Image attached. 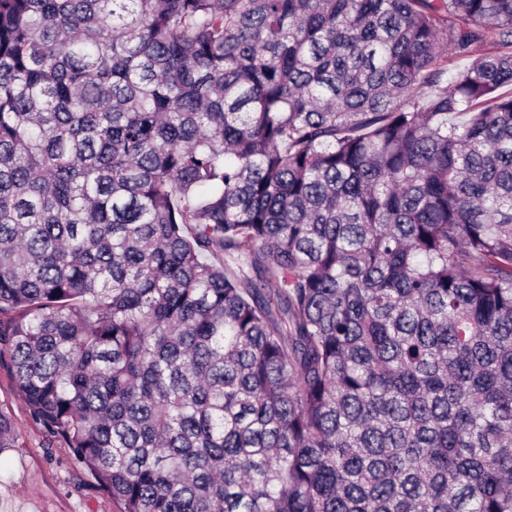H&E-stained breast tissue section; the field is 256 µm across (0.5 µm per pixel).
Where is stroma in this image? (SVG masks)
<instances>
[{
	"mask_svg": "<svg viewBox=\"0 0 512 512\" xmlns=\"http://www.w3.org/2000/svg\"><path fill=\"white\" fill-rule=\"evenodd\" d=\"M0 414L15 430L0 450V512H121L70 448L27 408L8 358H0Z\"/></svg>",
	"mask_w": 512,
	"mask_h": 512,
	"instance_id": "obj_1",
	"label": "stroma"
}]
</instances>
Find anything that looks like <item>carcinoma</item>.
<instances>
[{"mask_svg": "<svg viewBox=\"0 0 512 512\" xmlns=\"http://www.w3.org/2000/svg\"><path fill=\"white\" fill-rule=\"evenodd\" d=\"M123 512H512V0H0V357Z\"/></svg>", "mask_w": 512, "mask_h": 512, "instance_id": "obj_1", "label": "carcinoma"}]
</instances>
